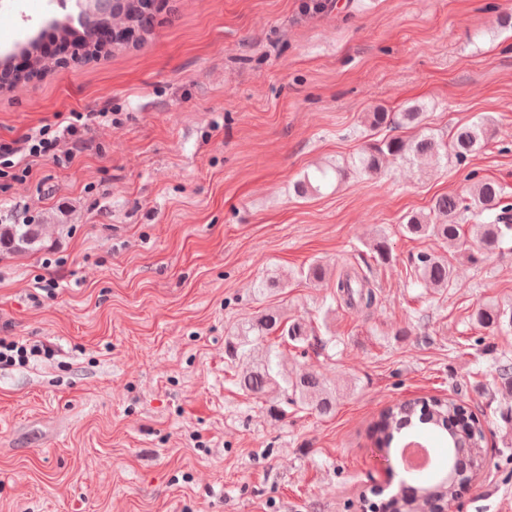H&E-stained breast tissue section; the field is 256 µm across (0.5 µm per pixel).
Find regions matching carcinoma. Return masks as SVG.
Wrapping results in <instances>:
<instances>
[{"label":"carcinoma","mask_w":512,"mask_h":512,"mask_svg":"<svg viewBox=\"0 0 512 512\" xmlns=\"http://www.w3.org/2000/svg\"><path fill=\"white\" fill-rule=\"evenodd\" d=\"M114 26H127L135 21L131 0H124L112 12ZM423 113L417 106L400 112L375 108L366 113V122L373 131L419 126ZM491 120L455 127L446 143L433 133L422 132L408 139L389 136L365 144L345 164L318 167L296 183V193H319L332 181L338 182L357 171L368 176L381 173L383 161L389 157L406 162L427 159L440 163L453 156L461 165L480 152L488 142ZM472 180L467 195H441L433 199L429 212L412 213L403 218L402 229L414 237L433 236L454 252H462L468 261L477 264L486 256L500 251L512 242V203L505 201L502 186L493 180ZM480 220L475 225L477 246H467L463 221ZM40 224H0V250L25 253L37 248L41 240ZM416 285L425 288H447L453 280V265L448 257L420 251L413 258ZM328 269L319 262L310 264L301 276L311 283L326 280ZM335 301L351 308H371L375 292L366 277L357 272H344L334 283ZM482 328L512 329V304L489 303L479 306L472 315ZM278 342L256 354V347L266 338ZM333 337L320 336L317 327L300 319H290L278 309H270L239 326L228 345L230 361L241 366L236 384L261 402L269 403L276 417L288 416V410L310 411L319 416L330 415L336 407V393L328 388L315 371L294 374L281 359L279 347L325 349ZM492 386L512 394V365L497 366L491 375ZM428 432L440 438L448 449V467L439 469L421 480L418 490L399 492L389 501L392 512H437L439 506L455 495L457 487L475 480L484 463L485 435L480 419L467 407L450 397L431 396L412 402H396L383 408L369 429L372 443L385 455H392L400 442L414 432Z\"/></svg>","instance_id":"cac0c4a2"}]
</instances>
